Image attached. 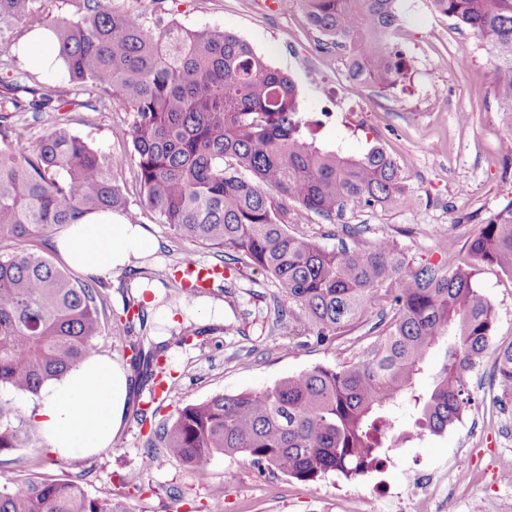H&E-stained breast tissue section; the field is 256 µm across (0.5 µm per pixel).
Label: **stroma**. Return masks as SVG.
Segmentation results:
<instances>
[{"label": "stroma", "mask_w": 512, "mask_h": 512, "mask_svg": "<svg viewBox=\"0 0 512 512\" xmlns=\"http://www.w3.org/2000/svg\"><path fill=\"white\" fill-rule=\"evenodd\" d=\"M274 0H120L124 11L138 14L152 30L176 21L187 28L219 27L248 42L274 68L294 81L304 115L320 120L318 139L345 155L357 156L381 144L400 166L413 198L403 208L347 205L341 216L327 220L288 204V230L333 247L347 239V227L359 226L355 243L366 248L378 240L397 239L415 264L440 263L448 252L464 250L467 241L498 208L512 199V133L496 112L492 86L493 63L474 35L436 12L430 0H398L401 25L396 40L408 62L403 88L378 96L347 75L346 58L325 48L322 35L312 29L299 9L275 10ZM468 67H461V56ZM26 77L30 86L69 91L72 103L63 112L16 113L31 141L54 127H67L95 150L120 160L115 177L134 215L159 248L149 257L145 274L167 281L171 267L192 252L194 257L218 262V250L176 239L166 225L142 205L134 178L137 157L128 130L134 114L110 95L77 90L64 68L41 72L31 69L18 49H11L0 81ZM131 272L109 278L94 277L90 284L105 303L98 354L130 364L134 347L150 353L144 326L124 330L116 322L130 294ZM477 284L496 311L491 343H512V277L486 266ZM213 295L224 303V328L183 344L169 340L162 361L167 375L182 389L163 405H155L149 386L135 385L130 406L154 412L155 423L172 419L186 404L216 394H235L273 386L288 375L318 364L340 365L359 355L364 341L348 337L331 345L291 334L290 305L275 282L252 267L215 285ZM468 385L474 405L443 434L428 435L393 454L403 470L445 471L459 455H470L476 478L465 492L463 512H488L495 471L512 469V404L492 405L497 393L493 360H484L470 373ZM16 425L26 434L25 447L0 459V484L40 472L37 448L44 442L33 414L37 401L13 399ZM151 437L148 426L126 418L111 447L97 454L66 460L52 474L75 478L92 472L89 493L112 492L130 512H336L337 497L366 493L368 478L348 480L329 474L314 483L279 473L260 472L243 457L217 456L207 465L206 480L180 459L157 454L150 469L142 462ZM142 472L149 491L140 493L119 478Z\"/></svg>", "instance_id": "obj_1"}]
</instances>
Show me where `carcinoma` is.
<instances>
[{
  "label": "carcinoma",
  "mask_w": 512,
  "mask_h": 512,
  "mask_svg": "<svg viewBox=\"0 0 512 512\" xmlns=\"http://www.w3.org/2000/svg\"><path fill=\"white\" fill-rule=\"evenodd\" d=\"M39 0H0V51L16 24L36 21ZM78 18L47 27L70 80L135 112V177L144 203L174 235L224 250L275 280L294 330L320 341L374 336L340 367L316 365L272 387L216 394L177 410L150 442L205 474L215 456H243L261 471L316 482L345 478L398 442L439 435L471 408L467 375L495 355V402L512 399V343L491 348L495 309L476 285L481 267L512 276V199L469 239L466 254L412 266L390 239L328 248L288 232L284 202L326 219L350 203L401 207L410 195L380 146L349 157L317 144L318 120L301 115L292 79L237 35L170 23L158 32L103 0H80ZM325 45L348 59L349 78L396 90L407 61L392 37L397 0H295ZM496 61L493 98L512 132V0H432ZM65 92L19 82L0 94V238L25 241L91 212L126 210L118 162L63 127L26 145L16 112H60ZM102 331L95 291L47 258H0V391L38 395L95 349ZM446 342L431 389L419 390L430 351ZM410 424L396 428L395 407ZM10 401L0 400V455L25 446ZM57 475L0 487V512H129L109 491Z\"/></svg>",
  "instance_id": "1"
}]
</instances>
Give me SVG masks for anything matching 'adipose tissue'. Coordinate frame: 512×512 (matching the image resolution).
I'll return each instance as SVG.
<instances>
[{
	"label": "adipose tissue",
	"mask_w": 512,
	"mask_h": 512,
	"mask_svg": "<svg viewBox=\"0 0 512 512\" xmlns=\"http://www.w3.org/2000/svg\"><path fill=\"white\" fill-rule=\"evenodd\" d=\"M55 244L70 267L95 277L123 270L156 248L139 225L112 212L65 225ZM131 387L128 372L105 355L85 359L48 385L34 415L47 450L75 458L110 447L123 425Z\"/></svg>",
	"instance_id": "1"
}]
</instances>
